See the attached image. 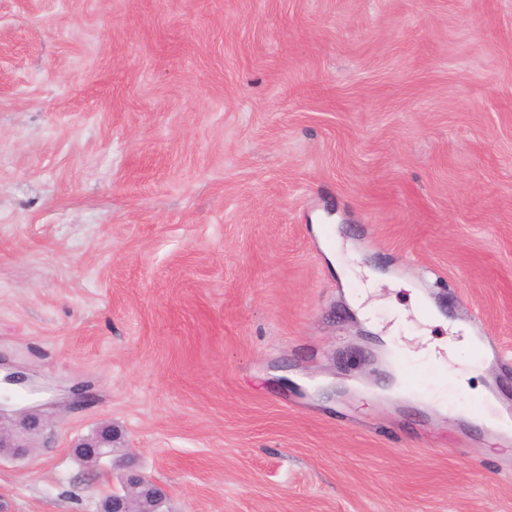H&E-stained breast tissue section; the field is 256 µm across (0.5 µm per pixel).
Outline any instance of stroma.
<instances>
[{
    "instance_id": "stroma-1",
    "label": "stroma",
    "mask_w": 512,
    "mask_h": 512,
    "mask_svg": "<svg viewBox=\"0 0 512 512\" xmlns=\"http://www.w3.org/2000/svg\"><path fill=\"white\" fill-rule=\"evenodd\" d=\"M361 293L415 350L416 298L478 323L512 405V0H0V408L45 418L0 512H95L103 423L169 512H512Z\"/></svg>"
}]
</instances>
